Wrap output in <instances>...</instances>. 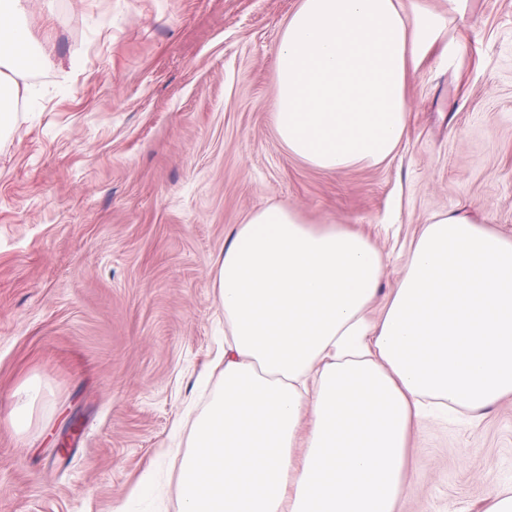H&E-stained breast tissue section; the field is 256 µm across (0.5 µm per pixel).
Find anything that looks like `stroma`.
Here are the masks:
<instances>
[{"instance_id":"35a3bbf8","label":"stroma","mask_w":512,"mask_h":512,"mask_svg":"<svg viewBox=\"0 0 512 512\" xmlns=\"http://www.w3.org/2000/svg\"><path fill=\"white\" fill-rule=\"evenodd\" d=\"M301 0H37L50 62L0 139V512H179L175 430L222 348L211 269L254 211L346 224L388 257L436 213L512 237V0H415L441 39L408 73L395 155L336 174L273 125L276 57ZM31 420L10 414L28 385ZM81 423L68 457L53 443ZM162 485L133 499L143 477ZM512 484V401L420 423L401 512H483Z\"/></svg>"}]
</instances>
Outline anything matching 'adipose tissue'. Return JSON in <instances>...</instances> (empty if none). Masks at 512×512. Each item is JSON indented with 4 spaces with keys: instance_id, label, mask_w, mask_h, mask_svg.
Wrapping results in <instances>:
<instances>
[{
    "instance_id": "adipose-tissue-1",
    "label": "adipose tissue",
    "mask_w": 512,
    "mask_h": 512,
    "mask_svg": "<svg viewBox=\"0 0 512 512\" xmlns=\"http://www.w3.org/2000/svg\"><path fill=\"white\" fill-rule=\"evenodd\" d=\"M0 0V138L46 57ZM440 18L404 0H301L277 52L273 124L289 154L343 172L381 164L406 128L411 60ZM387 258L342 224L270 206L216 261L221 380L179 465L180 512H400L412 429L512 397V238L452 212L411 240L380 313Z\"/></svg>"
}]
</instances>
